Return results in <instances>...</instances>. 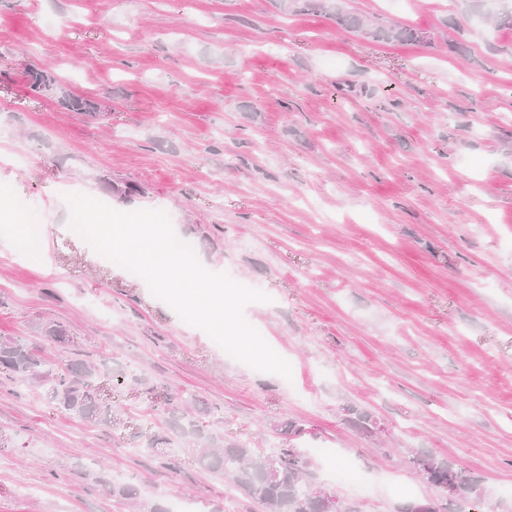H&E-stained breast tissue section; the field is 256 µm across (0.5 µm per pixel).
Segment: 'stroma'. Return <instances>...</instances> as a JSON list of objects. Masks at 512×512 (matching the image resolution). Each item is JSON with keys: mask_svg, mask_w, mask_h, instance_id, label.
<instances>
[{"mask_svg": "<svg viewBox=\"0 0 512 512\" xmlns=\"http://www.w3.org/2000/svg\"><path fill=\"white\" fill-rule=\"evenodd\" d=\"M0 0V340L53 374L75 359L123 426L0 371V512H262L150 449L180 394L252 448H321L317 482L358 512L434 496L419 450L512 502V30L492 0ZM422 32L397 43L336 12ZM55 76L40 97L26 75ZM77 95L96 113L73 112ZM168 213L201 263L270 297L245 317L292 367L255 371L96 253L64 194ZM43 234L21 258L18 233ZM39 322L63 326L65 344ZM377 422L363 436L342 413ZM292 422L298 436L281 434ZM352 464L368 492L339 482ZM129 484L137 501L113 493Z\"/></svg>", "mask_w": 512, "mask_h": 512, "instance_id": "obj_1", "label": "stroma"}]
</instances>
